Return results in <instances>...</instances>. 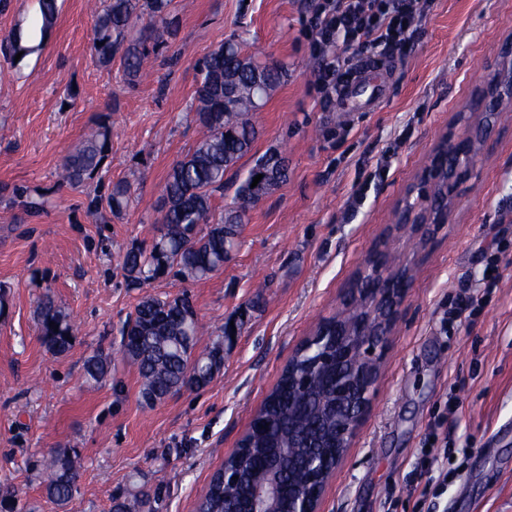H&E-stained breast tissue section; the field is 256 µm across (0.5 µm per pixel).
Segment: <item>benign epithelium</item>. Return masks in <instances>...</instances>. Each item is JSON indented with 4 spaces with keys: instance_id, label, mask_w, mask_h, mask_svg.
Listing matches in <instances>:
<instances>
[{
    "instance_id": "1",
    "label": "benign epithelium",
    "mask_w": 512,
    "mask_h": 512,
    "mask_svg": "<svg viewBox=\"0 0 512 512\" xmlns=\"http://www.w3.org/2000/svg\"><path fill=\"white\" fill-rule=\"evenodd\" d=\"M500 56V64L482 76V86L471 99V109L479 111L484 120L448 132L431 152L405 201L397 227L412 228L420 241L429 235L430 226L449 222L455 206L454 187L473 170L480 149L490 139L493 116L512 106V40L502 45ZM442 183L448 188L447 207L436 212L432 209L434 191ZM411 271V263L397 265L387 249H376L366 272L370 287L357 296L363 317L355 326H344L339 323L344 313L337 314L336 356L325 353L311 361L313 370L336 364V460L327 467L317 454L303 458L300 470L288 477V489L293 491L288 498V512H320L325 488L344 460L369 408L384 345L412 287ZM323 343V332L315 329L296 352L306 349L314 354ZM281 494L279 479L267 478L254 488L244 512H280Z\"/></svg>"
}]
</instances>
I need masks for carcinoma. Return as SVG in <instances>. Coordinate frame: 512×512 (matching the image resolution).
Masks as SVG:
<instances>
[{
    "label": "carcinoma",
    "mask_w": 512,
    "mask_h": 512,
    "mask_svg": "<svg viewBox=\"0 0 512 512\" xmlns=\"http://www.w3.org/2000/svg\"><path fill=\"white\" fill-rule=\"evenodd\" d=\"M42 30L51 27L58 13L57 0H38ZM173 0H108L96 17L92 54L101 67L120 59L130 84L141 79L150 53L169 46L177 37L180 21ZM140 35L128 37L137 23ZM199 81L195 90L196 120L204 128L202 139L176 160L167 172L160 197L157 235L148 250L130 249L122 256L121 268L128 284L137 286L167 274L184 280L200 281L212 275L234 247L249 206L258 203L288 178V159L276 147L253 159L241 180L236 202L214 219L213 199L224 192V177L253 150L258 130L255 112L269 101L288 79V66L269 63L244 53L241 44L229 38L196 61ZM112 149V124L98 121L79 146L66 155L59 167V181L82 186L95 179ZM263 178L252 186L253 178ZM131 200V185L118 181L107 185L91 199L90 208L99 213L100 222L125 211ZM8 201L28 215L44 210L45 195L26 186L8 189ZM39 335L55 355L72 347L70 339L77 328L50 293L37 307ZM58 329L50 328V323ZM202 327L186 294L164 298L145 295L121 329V353L136 367L140 395L144 403L155 405L184 388L202 389L210 384L224 362V339L194 355ZM310 355H302L293 369L283 370L273 392L256 415L255 424L243 440L244 459L239 465L241 480L224 486V470L213 476L209 488L197 505V512H230L232 502L246 498L254 471L274 463L283 471L292 464L288 457V397L292 382L305 371ZM110 355L97 351L84 361L85 376L101 382L108 375ZM314 406L327 408L311 433L320 435L321 452L332 456L331 436L336 414L329 410L336 398L329 377L314 379L303 395ZM48 499L65 504L80 493L75 457L58 452L42 481ZM18 493L0 486V512H23Z\"/></svg>",
    "instance_id": "obj_1"
}]
</instances>
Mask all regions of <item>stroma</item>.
Masks as SVG:
<instances>
[{
	"label": "stroma",
	"instance_id": "1",
	"mask_svg": "<svg viewBox=\"0 0 512 512\" xmlns=\"http://www.w3.org/2000/svg\"><path fill=\"white\" fill-rule=\"evenodd\" d=\"M180 30L137 87L120 62L93 60L95 15L103 0H59L40 29L37 0H9L0 39L21 34L20 59L0 55V186L44 191L31 220L0 201V482L17 487L35 512H109L136 487H161L155 512H195L199 497L238 445L300 342L342 308L372 248L388 243L413 256V284L399 310L376 394L321 512H512V108L454 196L449 223L425 241L394 225L431 150L470 107L484 72L512 36V0H433L405 59L375 69L371 89L322 108L298 36L301 0H173ZM262 61L287 64L288 80L256 112L252 156L224 178L216 212L231 206L253 155L275 146L288 179L247 212L229 261L202 281L163 277L128 286L127 249L150 248L165 176L201 139L195 62L229 37ZM112 125L103 181H128L132 202L110 224L88 208L95 184L59 185L62 158L100 116ZM364 202L350 208L356 191ZM499 276L487 277L489 267ZM51 290L76 322L71 351L40 341L36 301ZM188 293L206 327L199 349L225 323L240 322L224 366L202 390L146 405L136 368L123 361L120 328L145 295ZM481 304L460 327L448 313L464 293ZM112 357L107 378L86 381L83 361ZM458 396L456 415L448 399ZM455 455L445 485L416 486L430 433ZM77 452L80 494L49 501L40 476L60 450Z\"/></svg>",
	"mask_w": 512,
	"mask_h": 512
}]
</instances>
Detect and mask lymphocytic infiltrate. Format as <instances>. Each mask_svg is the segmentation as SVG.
<instances>
[{
	"label": "lymphocytic infiltrate",
	"mask_w": 512,
	"mask_h": 512,
	"mask_svg": "<svg viewBox=\"0 0 512 512\" xmlns=\"http://www.w3.org/2000/svg\"><path fill=\"white\" fill-rule=\"evenodd\" d=\"M429 6V0H309L300 36L316 63L312 88L319 103L327 104L364 59L405 57L416 19Z\"/></svg>",
	"instance_id": "f902f5d3"
}]
</instances>
